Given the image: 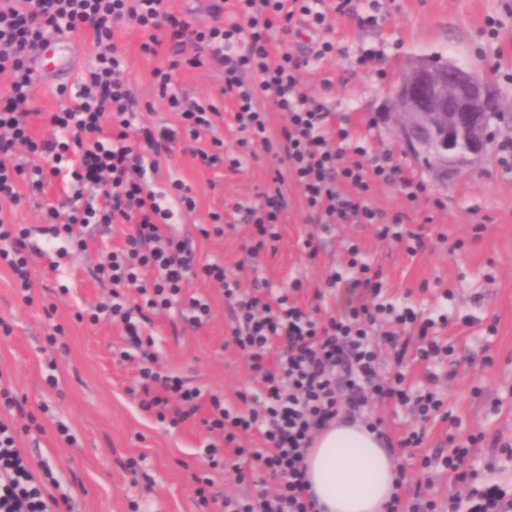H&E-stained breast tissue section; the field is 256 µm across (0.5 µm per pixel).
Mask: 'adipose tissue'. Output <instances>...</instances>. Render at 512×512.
<instances>
[{"mask_svg": "<svg viewBox=\"0 0 512 512\" xmlns=\"http://www.w3.org/2000/svg\"><path fill=\"white\" fill-rule=\"evenodd\" d=\"M310 491L321 512H387L397 491V459L379 437L336 422L317 435L306 456Z\"/></svg>", "mask_w": 512, "mask_h": 512, "instance_id": "obj_1", "label": "adipose tissue"}]
</instances>
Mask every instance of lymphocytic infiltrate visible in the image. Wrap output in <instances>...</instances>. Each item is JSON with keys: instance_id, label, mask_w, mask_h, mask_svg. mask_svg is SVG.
I'll return each mask as SVG.
<instances>
[{"instance_id": "f902f5d3", "label": "lymphocytic infiltrate", "mask_w": 512, "mask_h": 512, "mask_svg": "<svg viewBox=\"0 0 512 512\" xmlns=\"http://www.w3.org/2000/svg\"><path fill=\"white\" fill-rule=\"evenodd\" d=\"M347 4L208 0L210 23L198 28L171 11L167 0H0V76L9 84L8 93L0 94V203L18 204L24 189L39 191L59 178L69 182L71 193L47 211L53 238L82 247L89 226L124 225V248L95 273L111 288L112 300L89 319H109L127 336L130 348L122 356L138 362L141 408L175 427L208 407L205 424L216 438L204 446L203 457L212 463L221 448H231L280 480L275 490L247 498L217 496L200 480L197 498L206 512L214 506L219 512H317L305 487L306 455L317 433L341 417L381 432V422L369 419L378 399L413 404L424 419L442 405L433 392L410 394L403 375L391 382L380 378V345L389 347L395 364L408 355L409 343L398 329L417 332L421 359L447 355L448 348L437 338L434 318L384 298L383 272L362 258L359 244H349L345 271L333 272L326 282V290L343 289L347 298L338 316L299 303L301 278L274 285L262 275L260 254L276 253L281 241L288 182L300 190L305 221L315 227L302 241L307 258L318 254L317 230L336 224L374 225L378 238L403 245L411 255L425 246L422 234L405 228L403 214L389 215L370 203L378 184H399L412 200L423 193V184L407 178L391 154L371 155L364 143L346 147L348 130L337 128L323 101L302 86L304 69L335 52V44L324 40L297 53L288 46L295 27L329 30V15L344 14ZM129 25L140 33L141 53L164 58L153 77L160 97L178 115L176 126L138 119L123 76L126 57L115 40ZM85 29L93 36L95 63L81 76L73 102L49 114L56 136L35 138L33 55L49 33L71 36ZM203 67L220 68L224 75L223 92L235 104L239 154L224 151L223 112L208 99H190L176 89L178 71ZM274 112L284 120L276 132L270 124ZM255 144L278 168L255 203L234 206L248 229L245 257L232 270L220 257L197 262L191 242L172 229L176 214L194 212L196 200L182 180H170L164 190L155 186L161 161L179 148L204 169L234 172ZM29 237L25 225L0 217V264L25 300L33 290L30 266L39 255ZM244 272L253 277L249 293L241 290ZM193 280L216 284L232 307L229 341L248 356L260 384L258 391L241 394V408H229L219 396L160 370L145 345L152 311L177 305L189 326L208 321L207 297L185 291ZM131 290L139 302L130 303ZM251 433L261 437L262 446L249 451L241 439ZM17 436L12 423L0 420V512H59L71 497H56L37 479ZM398 487L389 512H512V491L494 483L472 489L464 499L449 497L441 507L422 502V482L402 475Z\"/></svg>"}]
</instances>
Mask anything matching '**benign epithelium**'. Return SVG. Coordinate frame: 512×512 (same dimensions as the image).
Returning <instances> with one entry per match:
<instances>
[{
    "label": "benign epithelium",
    "instance_id": "benign-epithelium-1",
    "mask_svg": "<svg viewBox=\"0 0 512 512\" xmlns=\"http://www.w3.org/2000/svg\"><path fill=\"white\" fill-rule=\"evenodd\" d=\"M388 114L407 149L430 160L429 169L442 178L488 155L490 116L499 109L485 74L419 58L398 74Z\"/></svg>",
    "mask_w": 512,
    "mask_h": 512
}]
</instances>
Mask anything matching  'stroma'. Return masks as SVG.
<instances>
[{
	"mask_svg": "<svg viewBox=\"0 0 512 512\" xmlns=\"http://www.w3.org/2000/svg\"><path fill=\"white\" fill-rule=\"evenodd\" d=\"M349 15L336 18L327 39L334 56L315 62L302 75L305 90L324 98L336 120L373 152H393L408 177L425 186L416 202L399 187L374 191L373 207L391 214L406 212L412 229L422 230L426 247L408 255L398 244L379 241L370 225L345 224L320 235L319 252L308 259L299 243L310 232L299 193L287 184L289 208L281 225L277 255L267 259L264 275L283 284L301 277L310 291L301 295L311 304L312 289L325 288L328 274L346 259V246L360 244L366 259L383 269L389 297L414 305L431 317L447 316L441 333L448 345L444 360L407 361L402 370L414 388L430 385L443 407L421 424L411 405L388 403L376 409L391 431H424V447L434 455L450 442L464 443L485 433L512 444V161L501 159V144H512V0H352ZM126 54L125 78L132 87L140 118L158 125L177 120L158 95L152 72L156 57L143 55L135 27L118 33ZM73 68L63 79H39L34 90L33 134L49 135L45 114L68 104L78 75L94 62L90 35H73ZM419 57L449 60L486 74L494 87L504 122L494 124V151L479 163L463 167L456 179L442 185L412 157L396 138L386 116L395 73ZM334 85L324 89V78ZM183 95L213 98L221 112L233 102L222 93L223 76L207 69L186 68L177 75ZM274 162L263 150L234 172L201 170L190 155L173 152L163 162L165 173L180 178L198 201L194 214L178 218L184 237L196 234L208 212L221 211L227 223H241L234 203L254 201L269 183ZM68 193L65 181L52 180L43 189L4 213L14 223L33 228L40 243L46 234L47 210ZM118 231H96L84 249L70 250L58 270L48 259L32 268L34 288L23 302L0 268V376L36 426L20 432L19 445L35 465H46L56 481L54 495L68 494L74 512H203L195 494L196 477L210 478L219 495L245 496L275 487L277 478L258 469L249 457L228 455L211 468L200 455L209 434L201 416L178 427L160 422L139 405L135 363L122 359L126 338L108 320H78L110 299V289L93 276L98 263L122 247ZM191 294L209 295L212 317L199 330L182 323L175 311L153 315V352L160 365L238 404L239 393L253 381L246 358L229 343L231 310L222 293L202 281L191 282ZM62 327V348L47 336ZM56 369H49V359ZM67 435H60L59 426ZM400 464L409 477L428 481V498L444 500L466 495L440 463L420 466L403 453Z\"/></svg>",
	"mask_w": 512,
	"mask_h": 512,
	"instance_id": "obj_1",
	"label": "stroma"
}]
</instances>
